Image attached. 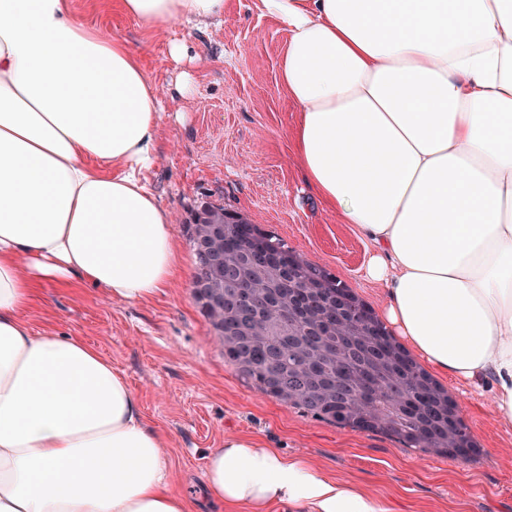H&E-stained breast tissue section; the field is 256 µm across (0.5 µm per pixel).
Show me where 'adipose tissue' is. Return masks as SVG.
<instances>
[{
	"instance_id": "obj_1",
	"label": "adipose tissue",
	"mask_w": 512,
	"mask_h": 512,
	"mask_svg": "<svg viewBox=\"0 0 512 512\" xmlns=\"http://www.w3.org/2000/svg\"><path fill=\"white\" fill-rule=\"evenodd\" d=\"M118 6L146 28L224 15ZM259 8L286 32L297 166L360 237L385 322L512 426V0ZM161 112L138 53L70 0H0V512H187L126 377L26 317L47 283L143 301L175 277L173 217L141 180ZM205 489L233 512H376L256 437L208 452Z\"/></svg>"
}]
</instances>
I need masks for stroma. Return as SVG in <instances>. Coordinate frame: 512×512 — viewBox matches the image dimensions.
<instances>
[{
    "mask_svg": "<svg viewBox=\"0 0 512 512\" xmlns=\"http://www.w3.org/2000/svg\"><path fill=\"white\" fill-rule=\"evenodd\" d=\"M75 13L124 37L140 54L163 110L156 164L142 174L173 218L182 262L169 288L143 302L94 287L49 286L26 313L35 331L81 337L111 359L138 396L145 422L165 438L174 492L189 512H221L202 495L205 454L227 435H253L367 497L378 512H512V428L461 382L444 386L481 449L469 463L401 447L380 434L334 425L262 396L225 363L191 294L194 258L185 229L201 202L231 207L336 274L373 310L385 291L360 272L364 246L312 197L293 158L299 108L278 81L286 39L253 0H224L205 31L174 22L150 31L114 0H72ZM186 46L173 59L172 43ZM185 93H177V85Z\"/></svg>",
    "mask_w": 512,
    "mask_h": 512,
    "instance_id": "obj_1",
    "label": "stroma"
}]
</instances>
